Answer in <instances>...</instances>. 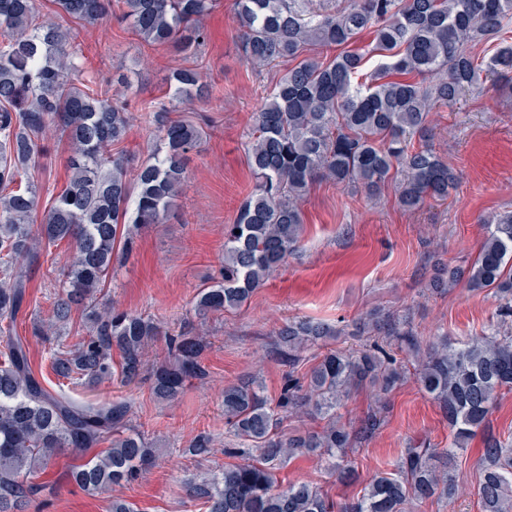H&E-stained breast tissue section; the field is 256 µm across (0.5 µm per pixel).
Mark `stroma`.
<instances>
[{
	"label": "stroma",
	"mask_w": 512,
	"mask_h": 512,
	"mask_svg": "<svg viewBox=\"0 0 512 512\" xmlns=\"http://www.w3.org/2000/svg\"><path fill=\"white\" fill-rule=\"evenodd\" d=\"M43 20L77 32L87 75L107 86L115 101L126 98L118 76H127L142 100L159 99L169 90L167 77L183 60L172 48L142 43L118 20L90 26L71 19L53 0H38ZM233 0H219L204 20L206 40L190 63L202 74L203 96L176 104L173 117L201 124L207 132L189 155L186 188L165 223L148 225L133 249L113 265L103 302L158 322L164 336L149 347L148 365L167 355V333L181 328L203 334L201 362L208 377L188 382L176 400H158L149 379L124 385L112 379L75 390L77 398L93 402L123 397L131 406V427L161 441L164 454L138 480L113 487L97 497L87 495L68 477L79 454L57 456L42 480L50 487L38 512H111L113 497L133 503L136 512H205L191 499L185 482L231 464L223 452L224 385L244 376L257 377L269 398H276L288 372L275 357L278 329L303 318L345 329L332 340L335 349L358 347L348 335L353 323L381 308L409 316L424 337L447 330L459 344L496 322L497 302L491 292H471L457 286L448 294L426 290L429 254L443 253L450 264L471 260L486 229L485 217L512 210V93L492 83L467 93L455 107L433 113L436 150L454 168L460 181L448 199L407 211L394 188L376 199L362 189L330 181L313 184L303 203V232L298 251L272 274L243 307L198 316L197 294L217 277L224 262V232L232 224L251 186L246 159L249 120L271 89L267 69L244 62L236 48L239 24ZM45 166L37 176L41 203L63 187L70 151L55 131H48ZM54 265L29 272V306L14 332L25 338L33 368L46 387L60 381L51 369L48 344L32 335L33 322L53 316L52 282L72 259V248L54 247ZM376 430L349 449L358 478L343 482L329 474L317 458L298 455L277 472L281 483L310 482L337 502L356 496L367 478L392 471L404 448L422 442L432 448L450 447L453 435L439 408L425 396L414 378H407L387 396ZM209 433L215 453L206 459L184 455L192 439ZM482 439L474 437L459 450L455 475L463 487L455 500L410 501L405 512H481L472 490L479 478Z\"/></svg>",
	"instance_id": "obj_1"
}]
</instances>
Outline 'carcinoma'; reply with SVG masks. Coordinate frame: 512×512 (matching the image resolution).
I'll use <instances>...</instances> for the list:
<instances>
[{
	"label": "carcinoma",
	"mask_w": 512,
	"mask_h": 512,
	"mask_svg": "<svg viewBox=\"0 0 512 512\" xmlns=\"http://www.w3.org/2000/svg\"><path fill=\"white\" fill-rule=\"evenodd\" d=\"M57 8L88 24L116 16L149 45L188 54L204 43L202 21L217 0H55ZM240 23L239 51L249 65L287 68L252 116L247 162L253 186L224 235V265L200 289L198 315L242 307L268 277L284 266L301 239L302 202L318 180L354 185L375 196L395 184L399 205L418 210L445 200L456 172L435 150L430 115L454 106L467 91L494 78L512 90V0H234ZM374 34L377 69L356 82L365 55L353 48ZM338 49L328 57L324 52ZM201 73L192 66L171 72V99L189 95ZM157 138L156 152L131 168L112 147L130 129L126 103L84 77L72 31L40 20L36 0H0V512H27L47 488L30 478L46 472L64 448H108L73 467L82 490L102 494L139 478L155 460L159 443L127 425L130 404L122 398L82 402L48 390L36 377L30 352L14 324L27 301L23 261L40 264L62 242L73 246L71 264L54 288L49 324L58 378L91 386L118 377L141 378L146 348L160 335L150 318L99 310L100 295L118 253L134 235L162 224L185 184L184 161L203 140V128L171 118V110L142 101ZM54 127L71 149L68 180L34 224L38 192L32 171L46 153L43 134ZM512 211L492 217L477 257L466 268L443 266L431 287L446 293L465 280L471 291L491 289L498 326L456 346L448 333L427 347L411 322L376 311L356 327L372 336L364 350L330 349L307 383L295 375L301 352L327 346L340 335L321 322L297 319L277 333L276 353L290 371L275 401L262 383L246 377L224 387V453L252 461L226 466L188 481L192 497L208 512H404L410 500L435 495L454 500L455 450L485 427L500 391L512 386ZM74 310L88 335L67 345L59 335ZM418 362L419 387L435 401L453 432V447L411 446L394 471L373 477L364 493L337 504L306 482H278L275 470L298 452L317 457L334 473H346L347 449L380 424L371 414L357 431L336 410L353 389L379 381L384 390L405 378L387 348ZM202 337L182 332L169 338L168 360L152 373L156 397L171 400L191 380L208 373L199 357ZM121 355L112 361V350ZM317 415L318 431L287 435L288 417ZM475 490L481 512H512V448L483 437ZM214 440L197 435L184 450L204 459Z\"/></svg>",
	"instance_id": "obj_1"
}]
</instances>
